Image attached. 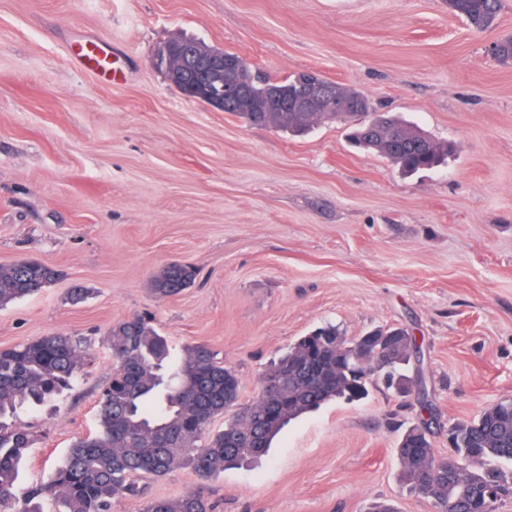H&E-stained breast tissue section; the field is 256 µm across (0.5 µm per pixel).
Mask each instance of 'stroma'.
Instances as JSON below:
<instances>
[{"mask_svg": "<svg viewBox=\"0 0 512 512\" xmlns=\"http://www.w3.org/2000/svg\"><path fill=\"white\" fill-rule=\"evenodd\" d=\"M503 3L475 33L446 0H0V264L60 273L0 307V349L56 333L84 356L69 390L20 416L37 438L27 483L46 482L94 429L112 378L104 334L130 315L174 349L209 345L245 404L315 327L350 340L401 326L421 389L402 397L372 380L365 399L291 421L258 465L206 483L188 468L147 476L112 512L201 487L214 512H367L376 500L438 512L399 479L420 397L442 455L452 426L512 401V63L492 52L512 37ZM173 36L277 78L317 72L454 149L406 176L352 146L344 122L302 137L247 125L153 66ZM90 38L120 80L74 61ZM171 262L196 279L157 297L151 277Z\"/></svg>", "mask_w": 512, "mask_h": 512, "instance_id": "obj_1", "label": "stroma"}]
</instances>
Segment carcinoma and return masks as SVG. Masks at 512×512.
Here are the masks:
<instances>
[{
  "instance_id": "1",
  "label": "carcinoma",
  "mask_w": 512,
  "mask_h": 512,
  "mask_svg": "<svg viewBox=\"0 0 512 512\" xmlns=\"http://www.w3.org/2000/svg\"><path fill=\"white\" fill-rule=\"evenodd\" d=\"M501 0H448V10L475 32L489 28ZM240 78L250 88L238 94L226 111L250 126L272 127L293 136L306 134L317 122H342L348 116L336 109L331 116L288 112L287 98L295 95L310 74L283 79H260L239 60ZM378 128L364 120L355 126L353 143L378 154L404 173L440 165L450 143L437 142L427 131L396 116ZM58 277L51 267L34 260L0 265V307L36 294ZM195 270L172 263L151 279L153 291L168 297L189 287ZM400 337L388 363V385L400 394L409 390L404 367L419 352L403 327H390ZM112 352V380L98 400L96 430L77 438L49 480L36 486L19 482V467L35 438L16 425L23 406H41L67 388L83 368V355L68 336L47 335L0 350V512H112V502L136 496L142 475L164 477L191 468L206 480L224 470L260 460L288 422L339 398L361 399L367 394L372 364L388 348L367 332L346 340L333 325L302 336L274 361L265 376L289 374L288 384L260 391L250 404L241 403L238 372L224 365L206 344L186 346L177 356L171 344L143 317L112 325L105 336ZM224 417V429L213 431V420ZM431 418L409 427L396 453L401 479L410 489L432 499L442 512L468 507L471 512H496L497 501L512 492L497 463H512V402L497 403L478 417L449 430L450 452L436 454L430 439ZM500 483L494 500L474 498L479 485ZM143 512H210L201 490L173 499H151Z\"/></svg>"
}]
</instances>
